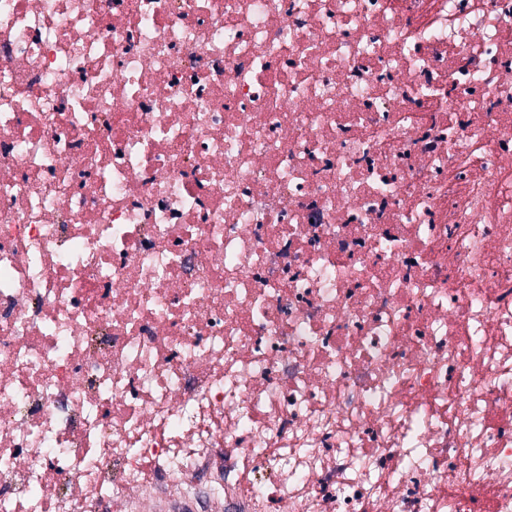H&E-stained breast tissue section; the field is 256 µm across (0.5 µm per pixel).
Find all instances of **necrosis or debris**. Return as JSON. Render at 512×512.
Returning <instances> with one entry per match:
<instances>
[{
    "instance_id": "4bbe7bcc",
    "label": "necrosis or debris",
    "mask_w": 512,
    "mask_h": 512,
    "mask_svg": "<svg viewBox=\"0 0 512 512\" xmlns=\"http://www.w3.org/2000/svg\"><path fill=\"white\" fill-rule=\"evenodd\" d=\"M512 512V0H0V512Z\"/></svg>"
}]
</instances>
